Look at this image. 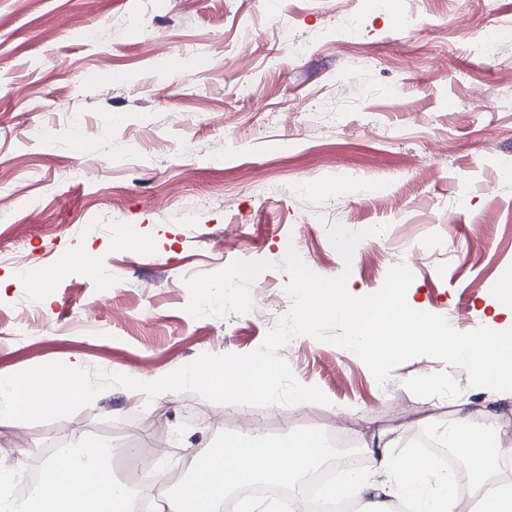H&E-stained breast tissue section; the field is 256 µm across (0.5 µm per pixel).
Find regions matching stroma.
Returning <instances> with one entry per match:
<instances>
[{"label": "stroma", "mask_w": 512, "mask_h": 512, "mask_svg": "<svg viewBox=\"0 0 512 512\" xmlns=\"http://www.w3.org/2000/svg\"><path fill=\"white\" fill-rule=\"evenodd\" d=\"M144 18L141 29L127 17ZM493 53H486V46ZM179 73L159 72L167 56ZM119 85L90 82L101 60ZM395 87L399 96L381 91ZM512 0H0V376L40 364L151 376L202 354H247L263 342L270 309L291 308L295 247L316 274L350 269L349 290L381 289L392 264L414 280L409 303L458 331L503 322L492 288L512 266ZM83 115V127L71 122ZM92 149H71L74 133ZM307 183L305 193L292 182ZM384 182L383 198L347 191ZM316 214L320 223H306ZM353 222L370 237L351 264L328 230ZM145 237L132 250L119 237ZM96 251L101 273L60 267ZM237 260H268L245 314L193 318L187 278ZM56 269L48 300L27 276ZM280 356L325 405L233 406L192 392L147 400L122 387L71 416L0 426L14 471L41 465L58 438L130 434L162 446L161 476L182 493L209 444L284 433L337 436L358 451L377 440L388 456L441 436L455 402L512 448V409L483 411L487 391L467 372L418 357L379 384L352 351L299 338ZM444 377L429 393L422 378Z\"/></svg>", "instance_id": "1"}]
</instances>
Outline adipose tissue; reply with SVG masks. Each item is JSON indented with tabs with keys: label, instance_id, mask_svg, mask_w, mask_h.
Masks as SVG:
<instances>
[{
	"label": "adipose tissue",
	"instance_id": "obj_1",
	"mask_svg": "<svg viewBox=\"0 0 512 512\" xmlns=\"http://www.w3.org/2000/svg\"><path fill=\"white\" fill-rule=\"evenodd\" d=\"M454 414L453 446L468 471L479 477L495 470L503 452L500 441L474 426L467 403H458ZM113 454V449L78 441L62 444L42 467L46 482L33 484L18 501L0 497V512H131L129 492L112 476ZM322 456L323 442L312 432L272 441L246 435L204 449L177 512H221L226 494L248 483L297 484ZM374 467L380 479L349 474L325 487L324 497L397 496L409 501L413 512H463L456 481L419 453L395 459L382 455Z\"/></svg>",
	"mask_w": 512,
	"mask_h": 512
}]
</instances>
